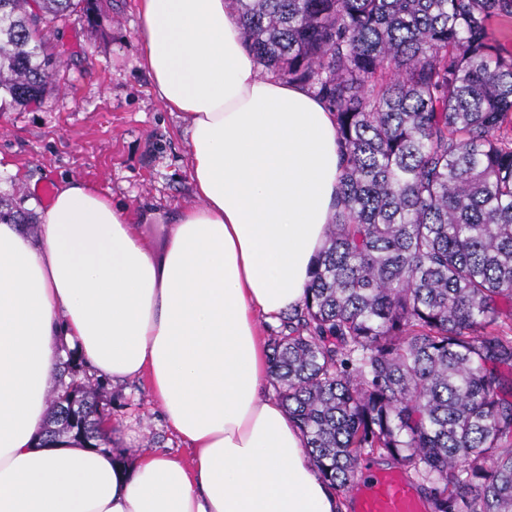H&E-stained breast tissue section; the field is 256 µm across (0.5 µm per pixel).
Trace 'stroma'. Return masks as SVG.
<instances>
[{"mask_svg":"<svg viewBox=\"0 0 512 512\" xmlns=\"http://www.w3.org/2000/svg\"><path fill=\"white\" fill-rule=\"evenodd\" d=\"M139 27L138 0H96L91 19L47 31L60 64L44 102L0 112V197L29 214V234H37L48 205L42 186L65 177L129 206L159 252L171 215L196 205L184 122L139 66ZM100 405L112 427L108 451L189 457L146 381L105 382Z\"/></svg>","mask_w":512,"mask_h":512,"instance_id":"1","label":"stroma"}]
</instances>
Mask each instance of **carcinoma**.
Masks as SVG:
<instances>
[{"label":"carcinoma","instance_id":"carcinoma-1","mask_svg":"<svg viewBox=\"0 0 512 512\" xmlns=\"http://www.w3.org/2000/svg\"><path fill=\"white\" fill-rule=\"evenodd\" d=\"M264 71L333 112L340 205L270 378L320 475L362 457L431 512H512V0H231ZM94 0H0V101L53 88L45 31ZM103 381L62 362L40 436L96 448ZM80 414L86 437L69 413Z\"/></svg>","mask_w":512,"mask_h":512}]
</instances>
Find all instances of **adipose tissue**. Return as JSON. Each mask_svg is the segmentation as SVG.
I'll return each instance as SVG.
<instances>
[{
	"instance_id": "adipose-tissue-1",
	"label": "adipose tissue",
	"mask_w": 512,
	"mask_h": 512,
	"mask_svg": "<svg viewBox=\"0 0 512 512\" xmlns=\"http://www.w3.org/2000/svg\"><path fill=\"white\" fill-rule=\"evenodd\" d=\"M139 14L198 204L159 255L128 207L72 179L38 236L0 222V512H340L266 389L258 328L301 305L336 213L333 116L260 71L229 0H139ZM61 336L89 372L147 378L190 460L37 447Z\"/></svg>"
}]
</instances>
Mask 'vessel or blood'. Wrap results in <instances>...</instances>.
Segmentation results:
<instances>
[{"label":"vessel or blood","mask_w":512,"mask_h":512,"mask_svg":"<svg viewBox=\"0 0 512 512\" xmlns=\"http://www.w3.org/2000/svg\"><path fill=\"white\" fill-rule=\"evenodd\" d=\"M353 495L356 512H427L414 485L398 470L362 476Z\"/></svg>","instance_id":"vessel-or-blood-1"}]
</instances>
